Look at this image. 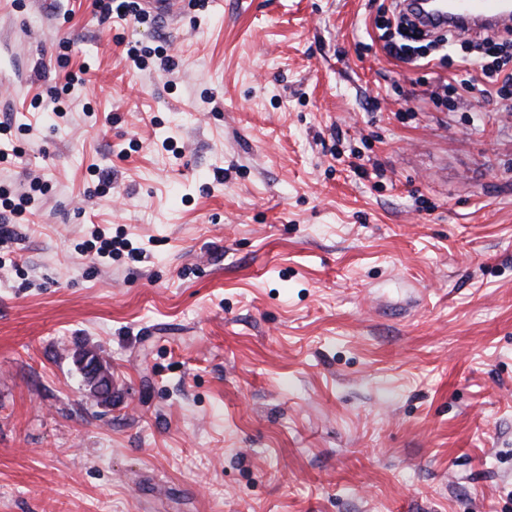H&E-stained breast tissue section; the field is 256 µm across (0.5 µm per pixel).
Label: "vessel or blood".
Instances as JSON below:
<instances>
[{
  "label": "vessel or blood",
  "instance_id": "b4317fda",
  "mask_svg": "<svg viewBox=\"0 0 512 512\" xmlns=\"http://www.w3.org/2000/svg\"><path fill=\"white\" fill-rule=\"evenodd\" d=\"M420 22L426 30L452 26L456 31L476 34L512 26V11L504 0H453L448 12L421 17Z\"/></svg>",
  "mask_w": 512,
  "mask_h": 512
}]
</instances>
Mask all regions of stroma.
<instances>
[{
	"mask_svg": "<svg viewBox=\"0 0 512 512\" xmlns=\"http://www.w3.org/2000/svg\"><path fill=\"white\" fill-rule=\"evenodd\" d=\"M389 5L0 0V512H512V112ZM95 8L104 21L114 18V14L120 20L133 18L139 21L146 17L141 4L135 0H95ZM30 199L29 194H20L17 197L18 202H15L10 198L9 191L2 189V192L0 191V220L3 218L4 220L11 221L12 217L20 215L26 209V204L29 203ZM2 209L4 212H2Z\"/></svg>",
	"mask_w": 512,
	"mask_h": 512,
	"instance_id": "obj_1",
	"label": "stroma"
}]
</instances>
